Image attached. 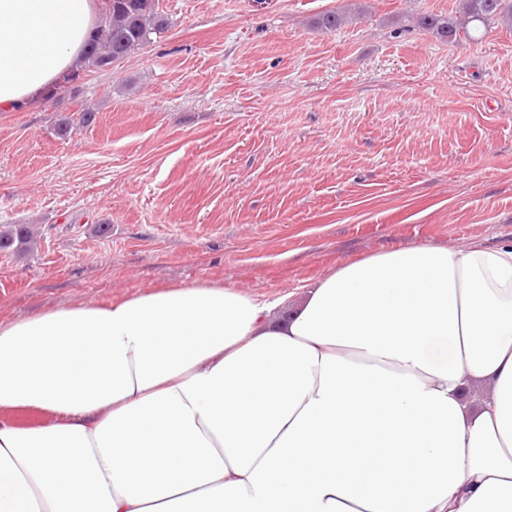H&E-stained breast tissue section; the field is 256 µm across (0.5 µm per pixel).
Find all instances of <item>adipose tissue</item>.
I'll list each match as a JSON object with an SVG mask.
<instances>
[{"label": "adipose tissue", "instance_id": "adipose-tissue-1", "mask_svg": "<svg viewBox=\"0 0 512 512\" xmlns=\"http://www.w3.org/2000/svg\"><path fill=\"white\" fill-rule=\"evenodd\" d=\"M96 0H0V112ZM0 512H512V243L413 244L300 295L167 287L0 324Z\"/></svg>", "mask_w": 512, "mask_h": 512}]
</instances>
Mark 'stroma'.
Segmentation results:
<instances>
[{
  "mask_svg": "<svg viewBox=\"0 0 512 512\" xmlns=\"http://www.w3.org/2000/svg\"><path fill=\"white\" fill-rule=\"evenodd\" d=\"M459 0H159L167 29L0 112V323L173 286L300 292L401 246L512 242V29ZM344 12L333 32L314 28ZM94 120L56 133L81 109ZM459 16L441 17L425 14L417 18L419 27L431 30L449 43L458 42L461 33L468 39H475L480 25L491 22L512 29L511 0H459ZM0 228V250L24 252L36 244L37 234L32 224H4Z\"/></svg>",
  "mask_w": 512,
  "mask_h": 512,
  "instance_id": "1",
  "label": "stroma"
}]
</instances>
